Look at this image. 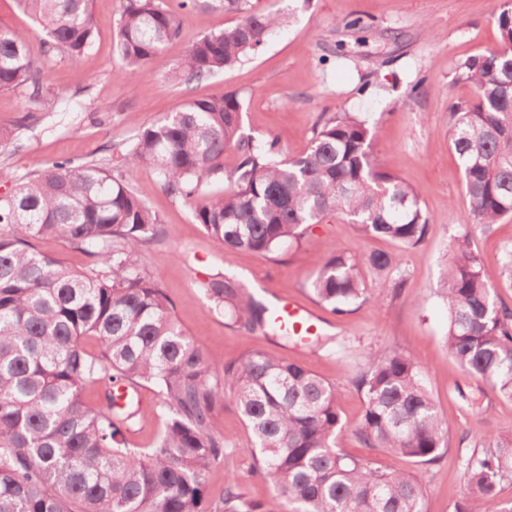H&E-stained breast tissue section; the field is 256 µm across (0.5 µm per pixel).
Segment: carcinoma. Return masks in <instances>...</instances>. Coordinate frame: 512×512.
<instances>
[{
  "label": "carcinoma",
  "instance_id": "cac0c4a2",
  "mask_svg": "<svg viewBox=\"0 0 512 512\" xmlns=\"http://www.w3.org/2000/svg\"><path fill=\"white\" fill-rule=\"evenodd\" d=\"M222 2L239 21L195 42L177 80L199 83L235 67L284 24L250 0ZM18 4L35 31L0 25V91L24 90L40 103L34 33L80 58L95 39L92 0ZM496 22L498 46L458 66L474 95L452 106L448 141L462 167L469 223L451 241L442 297L449 355L466 376L512 399V310L474 247L475 234L512 216V0H504ZM179 30L177 13L162 0H125L117 23L122 74L143 72ZM242 109L231 91L190 99L136 130L121 152L123 169L56 160L0 196V512H262L235 473L225 475L218 500L209 498L208 473L227 450V437L214 432L226 398L252 436L251 477L273 484L283 512H424L419 473L384 472L336 448L343 424L334 385L261 352L216 374L144 266L142 247L164 228L123 174L143 165L158 171L170 194L204 197L195 220L227 251L280 254L328 213L400 249L426 241L432 219L422 191L380 162L362 116L322 113L308 150L281 159L276 138L243 133ZM229 149L240 159L226 173ZM220 177L233 189L204 196ZM38 238L64 240L96 264L75 271L36 251ZM364 270L396 293L404 286L398 253L358 258L338 250L310 291L346 313L368 300ZM499 276L512 288V247L504 250ZM200 287L240 328L280 332L271 309L237 280L215 276ZM85 338L98 342L97 353L84 349ZM89 382L159 389L165 423L151 447L127 446L122 425L134 416L131 409L105 412L83 402ZM350 385L364 401L355 436L365 447L418 464L435 461L447 447L448 432L411 353L365 352ZM464 477L467 493L453 512H512V502L499 498L501 484L512 482V435L474 449Z\"/></svg>",
  "mask_w": 512,
  "mask_h": 512
}]
</instances>
